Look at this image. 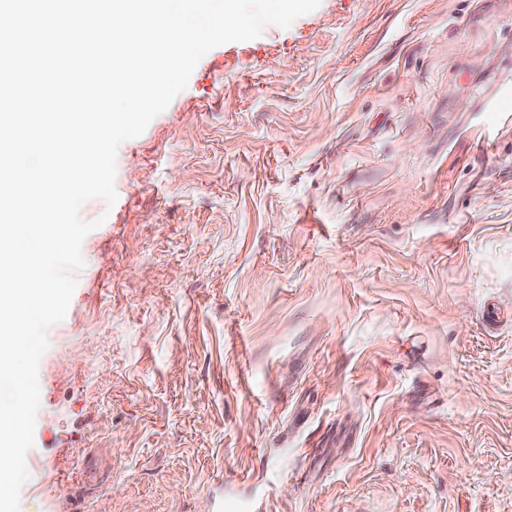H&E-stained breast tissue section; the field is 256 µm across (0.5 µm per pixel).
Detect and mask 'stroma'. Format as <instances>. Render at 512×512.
I'll return each mask as SVG.
<instances>
[{"instance_id":"1","label":"stroma","mask_w":512,"mask_h":512,"mask_svg":"<svg viewBox=\"0 0 512 512\" xmlns=\"http://www.w3.org/2000/svg\"><path fill=\"white\" fill-rule=\"evenodd\" d=\"M512 0H321L117 154L20 512H512Z\"/></svg>"}]
</instances>
